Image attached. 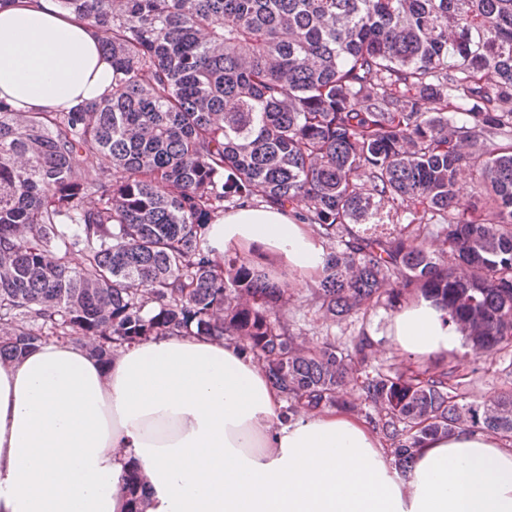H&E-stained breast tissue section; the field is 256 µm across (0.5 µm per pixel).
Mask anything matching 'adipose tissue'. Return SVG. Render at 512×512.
Masks as SVG:
<instances>
[{
  "instance_id": "adipose-tissue-1",
  "label": "adipose tissue",
  "mask_w": 512,
  "mask_h": 512,
  "mask_svg": "<svg viewBox=\"0 0 512 512\" xmlns=\"http://www.w3.org/2000/svg\"><path fill=\"white\" fill-rule=\"evenodd\" d=\"M106 33L58 0L0 7V99L18 112H66L112 89ZM216 256L273 259L288 287L316 284L326 248L292 208L225 211ZM412 358L460 349L431 300L391 319ZM242 336H152L103 363L57 338L0 363V512H512V446L462 428L414 450L406 470L368 421L342 408L287 411Z\"/></svg>"
}]
</instances>
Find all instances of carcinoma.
<instances>
[{
	"mask_svg": "<svg viewBox=\"0 0 512 512\" xmlns=\"http://www.w3.org/2000/svg\"><path fill=\"white\" fill-rule=\"evenodd\" d=\"M58 2L112 34L115 78L70 112L0 102V362L50 337L106 362L152 335L247 336L288 412L361 402L401 466L462 426L512 442L511 389L468 402L454 368L374 367L366 335L300 345L287 284L206 239L226 210L295 205L327 251L315 313L417 290L472 351L512 347V0ZM473 182L474 176L471 174L469 170L461 171V175L459 176L460 190H466L464 193L465 197L461 204L468 210L469 213H472L474 216H479L483 213L482 203L479 197L472 191Z\"/></svg>",
	"mask_w": 512,
	"mask_h": 512,
	"instance_id": "1",
	"label": "carcinoma"
}]
</instances>
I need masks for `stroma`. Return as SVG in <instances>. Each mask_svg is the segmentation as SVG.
<instances>
[{"label":"stroma","instance_id":"1","mask_svg":"<svg viewBox=\"0 0 512 512\" xmlns=\"http://www.w3.org/2000/svg\"><path fill=\"white\" fill-rule=\"evenodd\" d=\"M311 297L312 290L308 287L289 291L284 315L291 331L299 340L316 344L329 336L340 342L350 341L357 336H368L375 345L376 363L398 368L416 365L430 371L438 366L456 368L467 383L466 397L471 401H483L512 388V374L507 371L508 365L512 364V349L477 356H467L463 351L454 350L433 359L415 362L397 353L389 345L387 327L395 314L394 309L379 305L334 324L323 320L314 312Z\"/></svg>","mask_w":512,"mask_h":512}]
</instances>
